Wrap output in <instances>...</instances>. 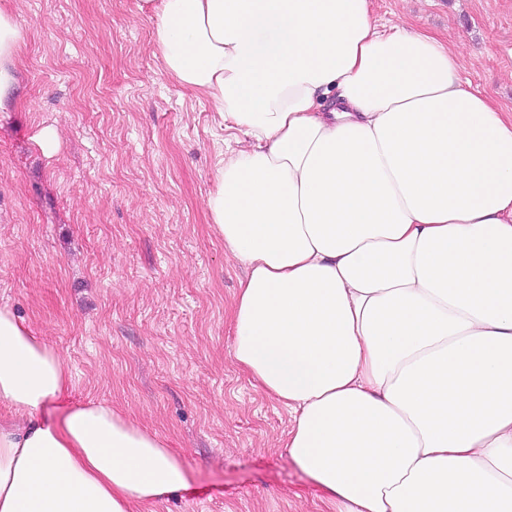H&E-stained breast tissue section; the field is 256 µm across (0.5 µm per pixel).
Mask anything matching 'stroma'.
<instances>
[{"mask_svg": "<svg viewBox=\"0 0 512 512\" xmlns=\"http://www.w3.org/2000/svg\"><path fill=\"white\" fill-rule=\"evenodd\" d=\"M142 0H0L28 31L0 112V304L61 355L69 404L158 434L188 486L156 512H332L290 461L285 408L234 362L243 271L206 207L236 142L159 68ZM378 22L448 41L512 114V0H372ZM60 132L44 155L34 141Z\"/></svg>", "mask_w": 512, "mask_h": 512, "instance_id": "1", "label": "stroma"}]
</instances>
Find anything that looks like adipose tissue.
<instances>
[{
	"label": "adipose tissue",
	"mask_w": 512,
	"mask_h": 512,
	"mask_svg": "<svg viewBox=\"0 0 512 512\" xmlns=\"http://www.w3.org/2000/svg\"><path fill=\"white\" fill-rule=\"evenodd\" d=\"M243 145L206 206L246 271L232 353L336 512H512V114L369 0H143ZM26 42L0 9V112ZM0 306V512H140L188 476Z\"/></svg>",
	"instance_id": "adipose-tissue-1"
}]
</instances>
